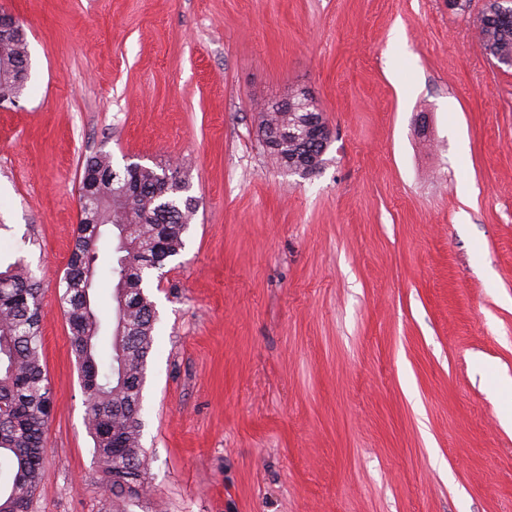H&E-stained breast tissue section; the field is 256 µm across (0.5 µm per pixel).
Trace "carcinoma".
Returning <instances> with one entry per match:
<instances>
[{
	"label": "carcinoma",
	"mask_w": 512,
	"mask_h": 512,
	"mask_svg": "<svg viewBox=\"0 0 512 512\" xmlns=\"http://www.w3.org/2000/svg\"><path fill=\"white\" fill-rule=\"evenodd\" d=\"M488 56H512V14L476 27ZM28 42L21 33L0 38V101L22 94ZM292 120L284 105L262 108L261 127ZM279 165L297 173L321 167L325 148L312 140L281 141L271 147ZM98 197L81 214L73 248L61 278L71 350L79 365L86 427L94 441L103 487L112 512H130L150 495L149 458L141 446L139 412L147 359L154 343L156 312L145 293L152 274L184 248L182 235L196 211L178 168L159 171L140 164L113 168L111 156L87 160L82 183ZM117 233L120 256L101 265L103 227ZM115 283L112 353L98 343L108 322L95 281ZM40 281L24 259L0 269V512H31L43 481L42 458L51 399L42 354Z\"/></svg>",
	"instance_id": "obj_1"
}]
</instances>
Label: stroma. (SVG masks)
<instances>
[{"mask_svg":"<svg viewBox=\"0 0 512 512\" xmlns=\"http://www.w3.org/2000/svg\"><path fill=\"white\" fill-rule=\"evenodd\" d=\"M483 0H0V260L42 280L52 403L32 512H110L60 297L87 157L179 164L196 212L140 418L163 512H512V68ZM309 92L322 166L262 105ZM427 131H420V124ZM478 43L484 53L492 56L496 54L512 56V14L489 20L483 26H476ZM28 56L24 31L6 40L0 38V101L11 100L22 94L28 79L22 74L24 60H28ZM327 145L315 144L313 140L301 141H281L271 147V153L283 168L292 170L293 173H310L319 169L323 164V155Z\"/></svg>","mask_w":512,"mask_h":512,"instance_id":"obj_1","label":"stroma"}]
</instances>
